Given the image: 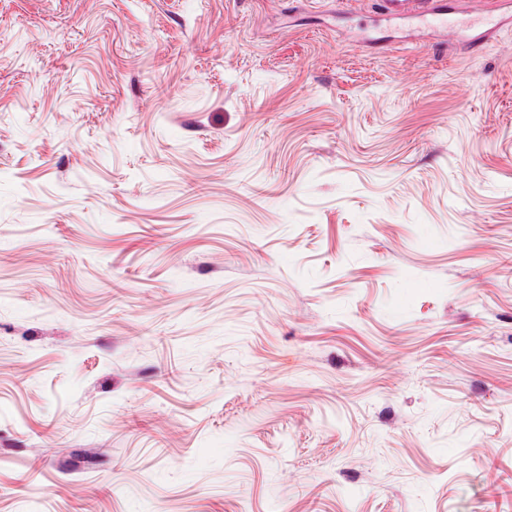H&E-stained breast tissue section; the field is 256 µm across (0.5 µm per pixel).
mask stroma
I'll return each mask as SVG.
<instances>
[{
    "mask_svg": "<svg viewBox=\"0 0 512 512\" xmlns=\"http://www.w3.org/2000/svg\"><path fill=\"white\" fill-rule=\"evenodd\" d=\"M0 512H512V27L0 0Z\"/></svg>",
    "mask_w": 512,
    "mask_h": 512,
    "instance_id": "stroma-1",
    "label": "stroma"
}]
</instances>
